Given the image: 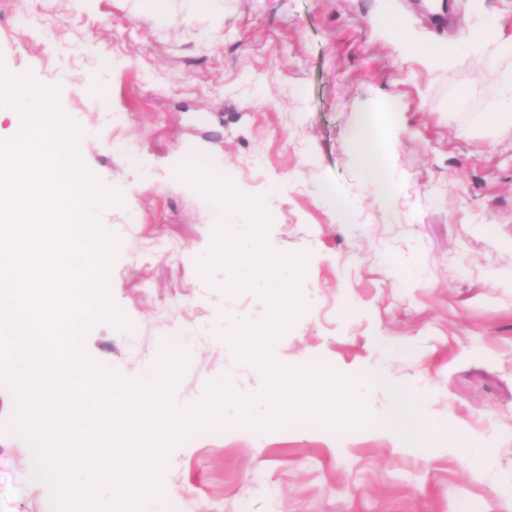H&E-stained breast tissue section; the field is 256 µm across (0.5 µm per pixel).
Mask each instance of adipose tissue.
<instances>
[{
	"label": "adipose tissue",
	"instance_id": "adipose-tissue-1",
	"mask_svg": "<svg viewBox=\"0 0 512 512\" xmlns=\"http://www.w3.org/2000/svg\"><path fill=\"white\" fill-rule=\"evenodd\" d=\"M375 383L387 390L393 406L383 417L377 432L400 452H420L427 445L432 423L426 414L423 390L393 384L383 368H375Z\"/></svg>",
	"mask_w": 512,
	"mask_h": 512
}]
</instances>
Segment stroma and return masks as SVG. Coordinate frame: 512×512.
<instances>
[{"label": "stroma", "mask_w": 512, "mask_h": 512, "mask_svg": "<svg viewBox=\"0 0 512 512\" xmlns=\"http://www.w3.org/2000/svg\"><path fill=\"white\" fill-rule=\"evenodd\" d=\"M438 2L434 12L427 0H212L200 13L193 0H164L156 15L138 0H0V66L57 88L87 165L122 194L96 218L119 240L108 284L130 328L93 325L90 358L137 379L180 330L193 350L173 402L201 401L218 372L236 392L255 388L254 365L216 336L259 322L265 304L196 280L194 251L211 241L213 215L168 172L175 153L207 144L264 199L270 246L308 255L306 308L277 342L282 358L365 383L383 358L393 382L428 390L438 426L414 455L375 434L390 406L378 390L368 422L352 430L306 421L259 443L227 425L195 431L168 454L166 512L188 497L196 512H512L483 463L512 473V279L501 276L512 271V127L485 116L512 58L448 50L462 24L482 18L512 35V0ZM392 24L405 40L388 34ZM46 28L54 40L41 38ZM411 43L432 47L434 59ZM87 73L105 99L77 97ZM363 105L375 111L368 131ZM104 112L123 118L103 126ZM366 133L388 155L394 206L366 183L355 153ZM137 160L152 172L143 188ZM329 190L349 203L347 223ZM393 257L413 284L389 274ZM16 414L0 384V512H51ZM450 428L494 439L482 455L449 454Z\"/></svg>", "instance_id": "obj_1"}]
</instances>
